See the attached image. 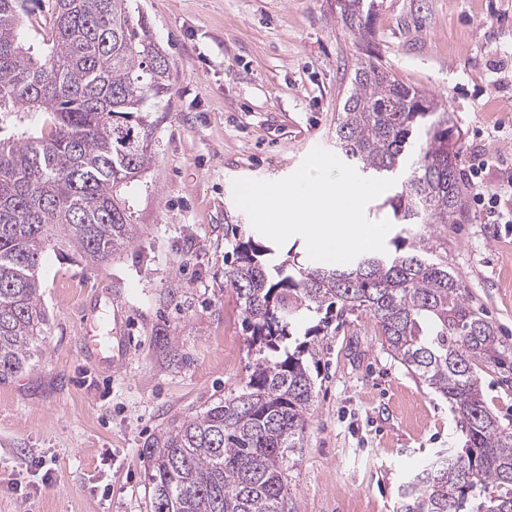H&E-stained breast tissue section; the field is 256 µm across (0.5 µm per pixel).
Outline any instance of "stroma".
I'll list each match as a JSON object with an SVG mask.
<instances>
[{
    "label": "stroma",
    "instance_id": "35a3bbf8",
    "mask_svg": "<svg viewBox=\"0 0 512 512\" xmlns=\"http://www.w3.org/2000/svg\"><path fill=\"white\" fill-rule=\"evenodd\" d=\"M175 68L155 159L130 196L137 234L100 265L47 251L48 324L33 366L0 381V512H149L146 440L237 394L256 353L224 276L227 225L249 218L240 179L293 174L335 151L360 50L333 0H133ZM374 42L512 178V0H381ZM437 227L438 257L512 355V223L476 204ZM236 339L232 360L224 339ZM315 397L287 472L298 512H399L398 488L465 438L448 402L382 347L364 312L315 339ZM512 427V367L480 365Z\"/></svg>",
    "mask_w": 512,
    "mask_h": 512
}]
</instances>
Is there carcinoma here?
<instances>
[{
    "label": "carcinoma",
    "instance_id": "obj_1",
    "mask_svg": "<svg viewBox=\"0 0 512 512\" xmlns=\"http://www.w3.org/2000/svg\"><path fill=\"white\" fill-rule=\"evenodd\" d=\"M32 0H0V378L38 356L47 324L42 262L51 245L102 263L133 239L128 194L150 168L173 66L130 0H54L53 24L22 36ZM337 15L365 48L337 113L335 143L363 173L409 171L379 208L403 225L393 250L349 267H308L234 224L226 284L258 358L242 391L146 443L151 512H298L283 469L314 398L309 359L329 314L366 311L382 347L451 406L465 436L399 487L400 512H512V428L486 406L475 363L506 364L495 326L415 224L469 220L449 112L371 46L375 0ZM315 325H306L314 316Z\"/></svg>",
    "mask_w": 512,
    "mask_h": 512
}]
</instances>
